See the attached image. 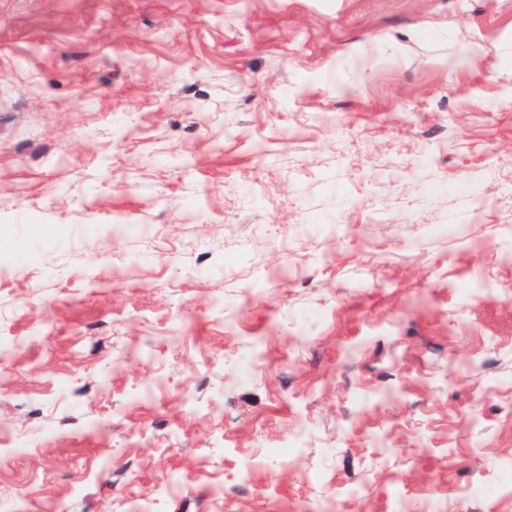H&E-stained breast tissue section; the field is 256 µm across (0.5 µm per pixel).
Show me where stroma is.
Returning a JSON list of instances; mask_svg holds the SVG:
<instances>
[{"instance_id": "35a3bbf8", "label": "stroma", "mask_w": 512, "mask_h": 512, "mask_svg": "<svg viewBox=\"0 0 512 512\" xmlns=\"http://www.w3.org/2000/svg\"><path fill=\"white\" fill-rule=\"evenodd\" d=\"M0 506L512 512V0H0Z\"/></svg>"}]
</instances>
